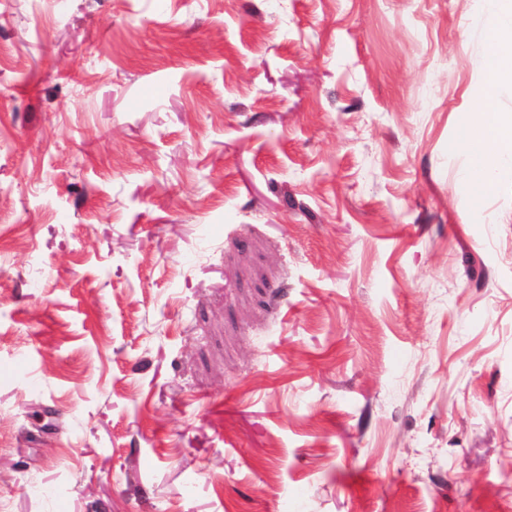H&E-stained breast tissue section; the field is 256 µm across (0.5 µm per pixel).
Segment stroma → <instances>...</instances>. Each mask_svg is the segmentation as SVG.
I'll use <instances>...</instances> for the list:
<instances>
[{"label":"stroma","mask_w":512,"mask_h":512,"mask_svg":"<svg viewBox=\"0 0 512 512\" xmlns=\"http://www.w3.org/2000/svg\"><path fill=\"white\" fill-rule=\"evenodd\" d=\"M476 2L0 0V512H512Z\"/></svg>","instance_id":"1"}]
</instances>
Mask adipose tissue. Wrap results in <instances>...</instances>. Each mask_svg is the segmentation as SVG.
<instances>
[{
	"label": "adipose tissue",
	"mask_w": 512,
	"mask_h": 512,
	"mask_svg": "<svg viewBox=\"0 0 512 512\" xmlns=\"http://www.w3.org/2000/svg\"><path fill=\"white\" fill-rule=\"evenodd\" d=\"M483 33L488 43L482 102L467 131V181L488 187L497 164L512 159V114L498 111L500 87L512 86V0H483Z\"/></svg>",
	"instance_id": "1"
}]
</instances>
